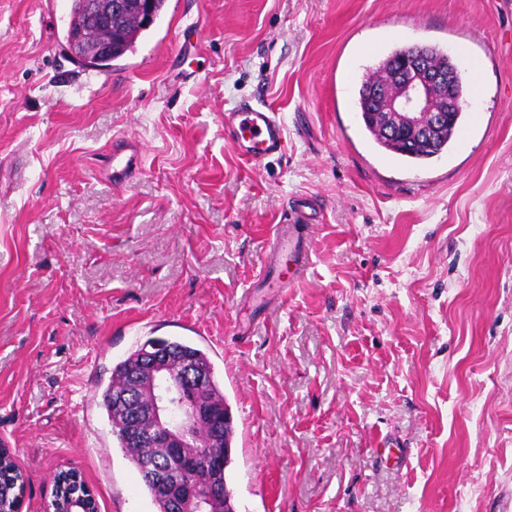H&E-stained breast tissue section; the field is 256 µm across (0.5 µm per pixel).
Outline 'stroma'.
<instances>
[{
	"mask_svg": "<svg viewBox=\"0 0 512 512\" xmlns=\"http://www.w3.org/2000/svg\"><path fill=\"white\" fill-rule=\"evenodd\" d=\"M71 7L0 0V448L21 512H53L69 469L98 512H156L101 397L151 339L213 363L237 512H512V0H166L102 71L65 48ZM416 46L483 69L420 162L357 107ZM255 99L287 147L249 164L224 115ZM119 134L146 150L126 189L96 172ZM305 196L301 251L269 258Z\"/></svg>",
	"mask_w": 512,
	"mask_h": 512,
	"instance_id": "1",
	"label": "stroma"
}]
</instances>
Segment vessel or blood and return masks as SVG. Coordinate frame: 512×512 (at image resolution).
Listing matches in <instances>:
<instances>
[{
  "mask_svg": "<svg viewBox=\"0 0 512 512\" xmlns=\"http://www.w3.org/2000/svg\"><path fill=\"white\" fill-rule=\"evenodd\" d=\"M228 123L238 147L239 157L248 163H259L285 151L284 125L276 112L264 102H243L232 112L226 113ZM144 167V148L132 136H116L112 147L103 154L100 162L113 186L128 185Z\"/></svg>",
  "mask_w": 512,
  "mask_h": 512,
  "instance_id": "obj_1",
  "label": "vessel or blood"
}]
</instances>
